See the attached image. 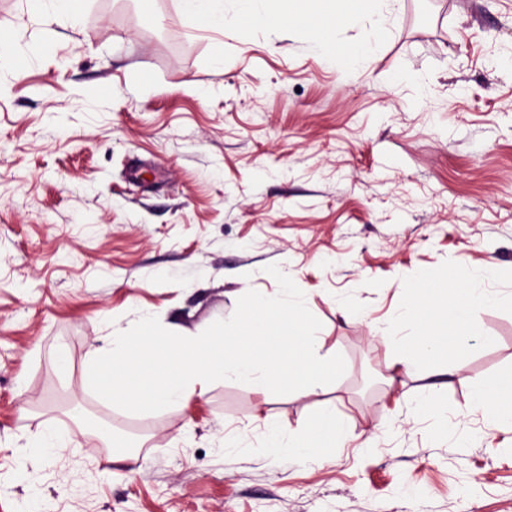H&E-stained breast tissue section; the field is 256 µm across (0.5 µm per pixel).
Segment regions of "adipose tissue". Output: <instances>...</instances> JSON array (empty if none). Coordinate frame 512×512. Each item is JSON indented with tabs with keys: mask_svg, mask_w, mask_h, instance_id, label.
Here are the masks:
<instances>
[{
	"mask_svg": "<svg viewBox=\"0 0 512 512\" xmlns=\"http://www.w3.org/2000/svg\"><path fill=\"white\" fill-rule=\"evenodd\" d=\"M293 0H238L234 10H226L224 0H180L182 14L199 31L224 30L229 25H241L257 18L265 22H281L291 16ZM376 0H336L335 7L321 11L312 9L301 17L303 26L312 34L316 48L323 53L337 52L333 32L347 22L358 21L372 10ZM512 308V291L491 285L488 268H470L465 273L460 298H440L434 307H427L418 297H410L400 311L398 321L408 331L407 341L388 335L389 349L398 350L401 357L421 354L441 358L448 352L450 336L465 337L467 315L479 307ZM496 410L501 422L512 424V368L492 376L475 396L472 412ZM340 418L325 422H308L294 428L270 432L265 446L274 456L290 455L305 450L318 457L335 447Z\"/></svg>",
	"mask_w": 512,
	"mask_h": 512,
	"instance_id": "1",
	"label": "adipose tissue"
}]
</instances>
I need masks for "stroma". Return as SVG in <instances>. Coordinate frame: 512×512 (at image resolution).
<instances>
[{
    "instance_id": "obj_1",
    "label": "stroma",
    "mask_w": 512,
    "mask_h": 512,
    "mask_svg": "<svg viewBox=\"0 0 512 512\" xmlns=\"http://www.w3.org/2000/svg\"><path fill=\"white\" fill-rule=\"evenodd\" d=\"M86 3L73 25L0 0V29L38 50L0 66V512H512V428L468 410L512 366V309L470 311L448 350L438 402L461 440L415 408L432 362L390 368L376 330L463 264L512 290V0H401L355 71L377 13L323 55L277 23L196 31L178 0ZM271 264L345 360L323 392L217 381L134 414L83 384L142 316L199 334L277 295ZM336 413L321 459L262 446ZM49 416L58 456L29 448Z\"/></svg>"
}]
</instances>
